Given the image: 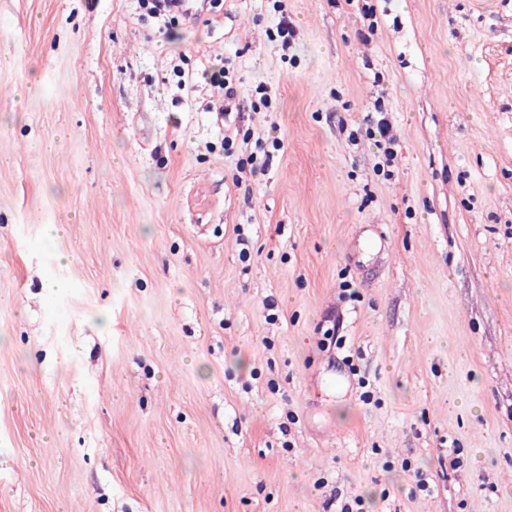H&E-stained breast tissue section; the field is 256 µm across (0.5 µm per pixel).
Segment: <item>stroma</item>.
Masks as SVG:
<instances>
[{
    "mask_svg": "<svg viewBox=\"0 0 512 512\" xmlns=\"http://www.w3.org/2000/svg\"><path fill=\"white\" fill-rule=\"evenodd\" d=\"M194 5L0 0V512H512V0Z\"/></svg>",
    "mask_w": 512,
    "mask_h": 512,
    "instance_id": "1",
    "label": "stroma"
}]
</instances>
